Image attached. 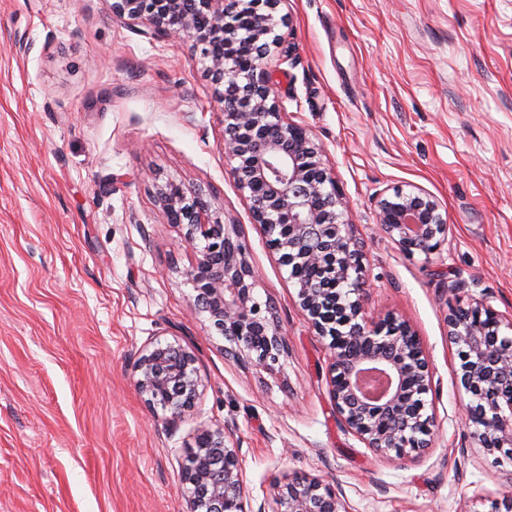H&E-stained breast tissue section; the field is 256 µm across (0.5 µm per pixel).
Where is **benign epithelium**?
Segmentation results:
<instances>
[{
    "label": "benign epithelium",
    "instance_id": "obj_1",
    "mask_svg": "<svg viewBox=\"0 0 512 512\" xmlns=\"http://www.w3.org/2000/svg\"><path fill=\"white\" fill-rule=\"evenodd\" d=\"M278 0H112V14L177 35L210 60L222 87L224 152L236 161L239 188L251 202L252 223L276 229L271 244L297 290L311 329L329 339V392L337 417L366 447L381 454H424L435 420L429 361L403 317L374 322L365 312L364 244L344 220L348 205L308 129L286 120L273 94L267 57L276 42ZM171 224L182 227L193 259L182 271L192 306L208 315L228 354L269 370L286 348L273 307L259 300L238 224L224 223L200 190L166 183L158 191ZM376 220L408 257L427 259L444 240L439 203L421 190L382 197ZM512 319L488 301L472 299L448 316V338L459 346L461 385L477 397L468 419L490 454L512 457ZM133 382L147 404L179 419L191 411L203 379L192 349L156 342L133 365ZM190 512H247L249 489L236 448L223 429L202 428L179 473ZM271 512H344L339 493L321 480L292 473L272 484Z\"/></svg>",
    "mask_w": 512,
    "mask_h": 512
}]
</instances>
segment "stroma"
Masks as SVG:
<instances>
[{"instance_id": "35a3bbf8", "label": "stroma", "mask_w": 512, "mask_h": 512, "mask_svg": "<svg viewBox=\"0 0 512 512\" xmlns=\"http://www.w3.org/2000/svg\"><path fill=\"white\" fill-rule=\"evenodd\" d=\"M276 15L274 90L367 245V315H402L429 356L431 448L380 457L337 418L326 341L231 175L208 60L112 0H0V512H189L179 472L203 426L231 428L248 512L294 472L346 512H489L512 490V460L472 437L447 325L472 298L512 315V0H281ZM171 181L240 224L287 333L275 372L226 354L191 306L190 254L156 197ZM417 188L448 225L428 259L375 219L380 196ZM159 341L190 346L205 380L170 423L132 380Z\"/></svg>"}]
</instances>
